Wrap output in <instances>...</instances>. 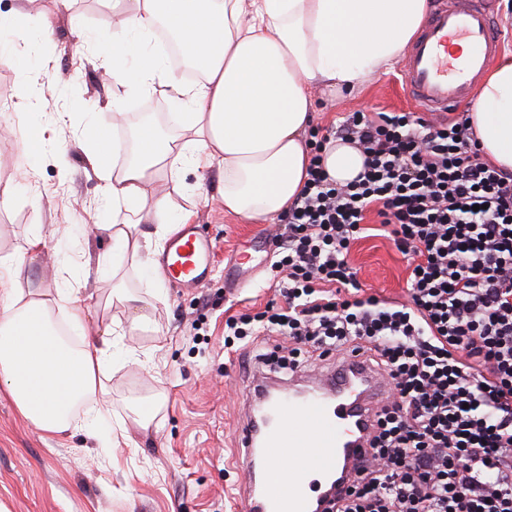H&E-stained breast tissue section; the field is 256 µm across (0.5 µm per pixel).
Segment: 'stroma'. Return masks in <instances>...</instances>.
<instances>
[{"mask_svg": "<svg viewBox=\"0 0 512 512\" xmlns=\"http://www.w3.org/2000/svg\"><path fill=\"white\" fill-rule=\"evenodd\" d=\"M135 7L134 0H69L64 7L56 0H0V12L25 13L28 27L47 19L54 27L48 45L15 38L16 51L31 60L28 69L0 64V99L11 102L8 111H0V125L19 124L15 91L27 82L38 90L46 137L65 150L63 157L33 161L20 143L0 148V190L14 189L10 204L0 207V250L32 255L25 273L33 287H56L60 261L54 243L30 248L35 229L47 233L99 224L105 217L101 182L73 115L125 107L163 124L172 110L164 92L144 95L101 82V65L112 51L82 42L84 34L111 29L117 15ZM398 70L391 65L336 96L314 89L313 131H325L351 112L408 111ZM204 186L207 196L199 200L174 192L173 182L165 184L214 243L208 283L196 289L165 283L163 303L144 310L150 330L122 338L135 360L106 374L110 421L128 430L133 446L106 453L81 433L48 438L0 392V512H241L246 483L237 459L244 390L256 369L257 349L274 347L277 339L259 336L230 352L224 324L229 317L262 311L281 296L270 285L262 251L255 255L258 271L251 285L225 287V265L269 227L225 213L218 169L207 171ZM350 260L364 295L405 300L407 260L388 238L358 240ZM149 400L160 409L143 430L135 422L136 409Z\"/></svg>", "mask_w": 512, "mask_h": 512, "instance_id": "stroma-1", "label": "stroma"}]
</instances>
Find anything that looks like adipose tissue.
Instances as JSON below:
<instances>
[{"label":"adipose tissue","mask_w":512,"mask_h":512,"mask_svg":"<svg viewBox=\"0 0 512 512\" xmlns=\"http://www.w3.org/2000/svg\"><path fill=\"white\" fill-rule=\"evenodd\" d=\"M428 8L429 0H140L137 12L95 40L113 48L105 68L113 85L139 92L166 87L179 134L141 121L134 152L124 154L110 137L111 126L125 118L116 110L108 119L90 118L81 135L113 212L150 209L157 231L150 236L119 220L102 225L112 249L99 254L92 269L76 262L72 235L63 233L56 247L64 272H97L140 326L143 299L118 272L132 260L151 298L160 300L163 277L154 256L161 240L191 217L168 193H147L156 175L181 185L187 174L218 166L225 212L270 223L308 178L309 86L336 93L388 67L407 50ZM468 117L482 158L512 171V53L486 73ZM321 155L330 178L341 184L363 167L359 149L339 139ZM24 263L0 254V390L48 436H96L109 419L103 376L118 357L117 329L91 325L80 313V288L25 284Z\"/></svg>","instance_id":"1"}]
</instances>
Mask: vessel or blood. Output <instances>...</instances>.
Wrapping results in <instances>:
<instances>
[{
    "label": "vessel or blood",
    "instance_id": "obj_1",
    "mask_svg": "<svg viewBox=\"0 0 512 512\" xmlns=\"http://www.w3.org/2000/svg\"><path fill=\"white\" fill-rule=\"evenodd\" d=\"M502 45L490 0H433L420 35L403 55L406 99L435 116L456 111L473 98ZM212 250L199 226L186 224L162 263L177 286L198 287L211 271ZM388 391L385 373L350 349L337 354L330 377L292 378L268 389L250 384L249 402L268 404L272 423L260 440L254 420L242 429L241 470L252 487L244 512H329L332 496L355 479L372 453L369 434ZM280 457L290 459L288 471L270 467Z\"/></svg>",
    "mask_w": 512,
    "mask_h": 512
}]
</instances>
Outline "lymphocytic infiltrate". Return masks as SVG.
<instances>
[{
	"label": "lymphocytic infiltrate",
	"mask_w": 512,
	"mask_h": 512,
	"mask_svg": "<svg viewBox=\"0 0 512 512\" xmlns=\"http://www.w3.org/2000/svg\"><path fill=\"white\" fill-rule=\"evenodd\" d=\"M335 135L363 172L341 185L311 164L272 237L284 302L228 333L291 340L256 355L276 373L352 348L389 377L372 456L333 512H512V172L464 116L355 112ZM371 211L407 259L405 302L357 295L349 252Z\"/></svg>",
	"instance_id": "lymphocytic-infiltrate-1"
}]
</instances>
